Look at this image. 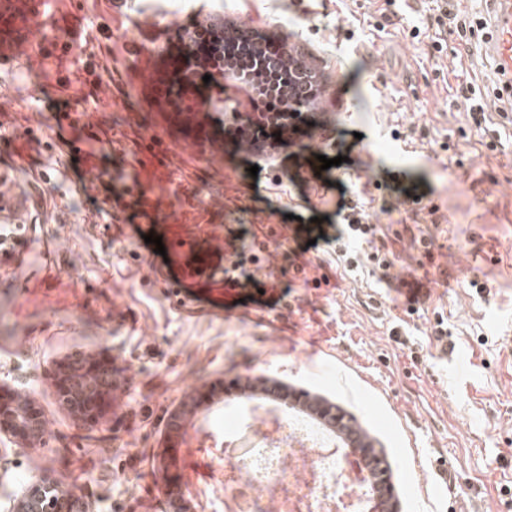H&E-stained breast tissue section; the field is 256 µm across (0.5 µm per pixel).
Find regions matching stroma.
I'll return each mask as SVG.
<instances>
[{
    "label": "stroma",
    "mask_w": 512,
    "mask_h": 512,
    "mask_svg": "<svg viewBox=\"0 0 512 512\" xmlns=\"http://www.w3.org/2000/svg\"><path fill=\"white\" fill-rule=\"evenodd\" d=\"M432 0H228L224 17L285 37L307 57L327 95L299 143L250 175L254 158L232 141L195 142L149 95L168 51L184 47L213 0H79L61 28L85 33L76 61L42 74L35 62L0 66V189L21 200L18 223L58 236L53 266L92 283L106 315L50 316L14 333L10 264L0 265V383L26 395L48 422L39 448L0 443V505L42 475L79 491L88 512H169V482L216 495L235 512L225 465L261 442L255 419L277 437L284 413L232 401L226 434L211 413L213 384L278 380L340 406L385 459L397 512H512V122L499 115L492 71L473 25L486 0H450L466 36L432 47ZM471 81L487 103L475 125L453 97ZM89 124L65 122L70 109ZM344 156L322 168L321 158ZM129 160L172 238L211 225L230 238L257 237L283 255L308 247L311 218L339 224L343 201L363 203L374 244L390 262L350 270L335 245L318 242L305 276H281L269 307L199 279L188 303L169 296L160 267L113 218L112 198L72 193L82 167ZM423 200L408 209L402 191ZM224 198L214 211L202 200ZM291 223V239L269 236ZM447 335H440V325ZM129 367L97 422L77 420L53 377L75 353ZM195 415L179 434L181 403ZM223 452H209L211 439ZM173 469H166L169 459Z\"/></svg>",
    "instance_id": "obj_1"
}]
</instances>
